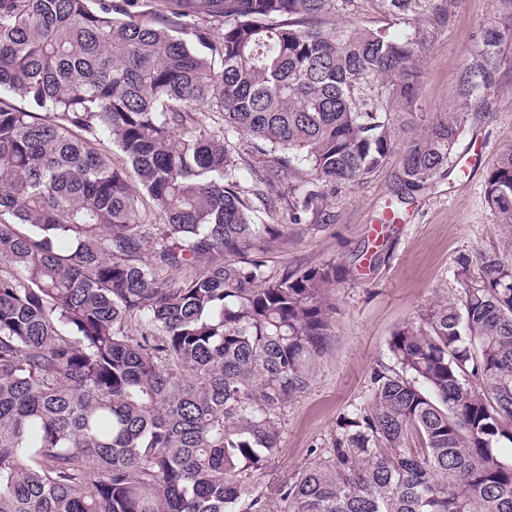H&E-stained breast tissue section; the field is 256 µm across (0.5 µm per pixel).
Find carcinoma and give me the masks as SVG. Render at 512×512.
<instances>
[{
	"label": "carcinoma",
	"mask_w": 512,
	"mask_h": 512,
	"mask_svg": "<svg viewBox=\"0 0 512 512\" xmlns=\"http://www.w3.org/2000/svg\"><path fill=\"white\" fill-rule=\"evenodd\" d=\"M373 2L414 32L325 28L358 0H0V93L27 105L0 100V512H512L495 250L393 333L328 457L250 490L352 274L271 271L263 215L328 224V192L384 165L453 0ZM506 37L483 32L463 106ZM465 116L406 144L398 202L451 175ZM485 198L512 225V145Z\"/></svg>",
	"instance_id": "1"
}]
</instances>
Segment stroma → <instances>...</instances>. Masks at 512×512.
Wrapping results in <instances>:
<instances>
[{"instance_id":"1","label":"stroma","mask_w":512,"mask_h":512,"mask_svg":"<svg viewBox=\"0 0 512 512\" xmlns=\"http://www.w3.org/2000/svg\"><path fill=\"white\" fill-rule=\"evenodd\" d=\"M491 27L512 29V0H455L447 25L423 51L407 136L424 134L441 113L458 109V77ZM498 72L494 96L469 108L454 150L455 156H469L470 165L455 167L449 180L400 205L395 223L381 218L395 198L398 151L367 183L337 189L328 200L331 223L297 225L283 211L270 215V223L288 227L270 268L331 261L354 274L333 290L329 343L309 387L280 416V449L256 490L270 491L330 448L339 418L368 403L373 369L391 363L393 332L428 305L457 295L458 261L492 248L512 255V227L497 223L484 198L488 171L512 143L511 38L500 47ZM375 253L380 261L372 269L368 259Z\"/></svg>"}]
</instances>
